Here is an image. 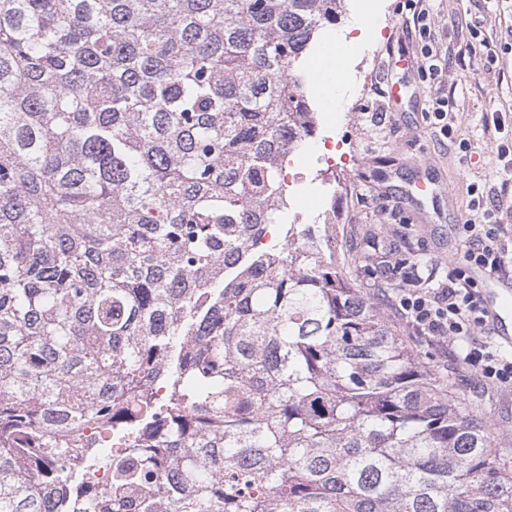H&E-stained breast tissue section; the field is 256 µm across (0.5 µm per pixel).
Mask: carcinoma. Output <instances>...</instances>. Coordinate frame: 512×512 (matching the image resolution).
Segmentation results:
<instances>
[{"instance_id": "1", "label": "carcinoma", "mask_w": 512, "mask_h": 512, "mask_svg": "<svg viewBox=\"0 0 512 512\" xmlns=\"http://www.w3.org/2000/svg\"><path fill=\"white\" fill-rule=\"evenodd\" d=\"M344 2L0 0V512H512L332 225L259 245Z\"/></svg>"}]
</instances>
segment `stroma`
Listing matches in <instances>:
<instances>
[{"label": "stroma", "mask_w": 512, "mask_h": 512, "mask_svg": "<svg viewBox=\"0 0 512 512\" xmlns=\"http://www.w3.org/2000/svg\"><path fill=\"white\" fill-rule=\"evenodd\" d=\"M423 5L434 18L435 41L451 62L445 82L423 77L416 67L406 71L389 64L391 55L402 51L420 57L410 0H346L333 34L354 43L347 61L351 85L336 109L329 108L325 91L315 93L317 134L294 156L299 179L291 185L289 215L307 224H335L336 255L348 259L357 276L369 255L404 239L426 259L421 276L443 277L448 262L465 260L468 240L460 228L471 219L478 194L495 202L503 242L512 247V187L502 188L504 163L483 133L484 119L495 113L512 130V54L482 69L466 58L467 29L455 25L464 15L512 43V0H424ZM394 82L402 84L403 98L393 111L387 90ZM446 95L456 101L448 139L424 117L429 103ZM422 173L436 180L438 195L421 207L410 202L407 188ZM382 312L426 362L444 370L451 347L416 336L391 297H384ZM449 380L489 423L502 451L512 454V386L481 385L470 371Z\"/></svg>", "instance_id": "stroma-1"}]
</instances>
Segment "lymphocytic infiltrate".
<instances>
[{
  "mask_svg": "<svg viewBox=\"0 0 512 512\" xmlns=\"http://www.w3.org/2000/svg\"><path fill=\"white\" fill-rule=\"evenodd\" d=\"M481 220H469L463 230L469 242L464 263L449 264L445 276L433 287H425L418 272L420 254H411V274L397 289L400 312L418 336L454 345L452 365L473 371L483 384H512V353L501 351L492 340L479 341L475 335L487 331V315L472 269L500 274L512 267V250L502 242V230L490 210L480 201Z\"/></svg>",
  "mask_w": 512,
  "mask_h": 512,
  "instance_id": "lymphocytic-infiltrate-1",
  "label": "lymphocytic infiltrate"
}]
</instances>
